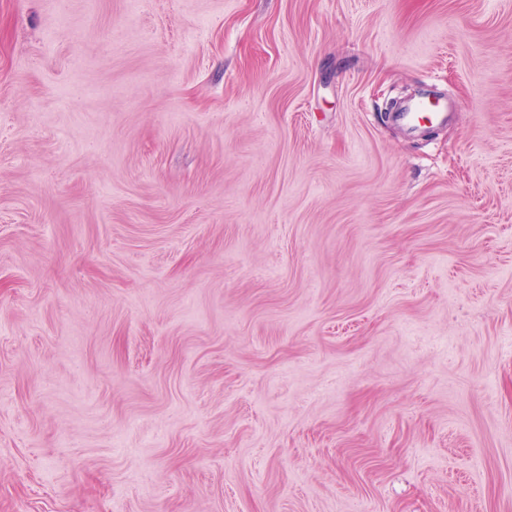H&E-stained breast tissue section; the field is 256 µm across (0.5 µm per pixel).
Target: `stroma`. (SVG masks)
Segmentation results:
<instances>
[{
	"label": "stroma",
	"instance_id": "35a3bbf8",
	"mask_svg": "<svg viewBox=\"0 0 512 512\" xmlns=\"http://www.w3.org/2000/svg\"><path fill=\"white\" fill-rule=\"evenodd\" d=\"M0 512H512V0H0ZM391 119L407 131H417L421 123L442 122L448 119V109L439 100L421 99L391 113Z\"/></svg>",
	"mask_w": 512,
	"mask_h": 512
}]
</instances>
